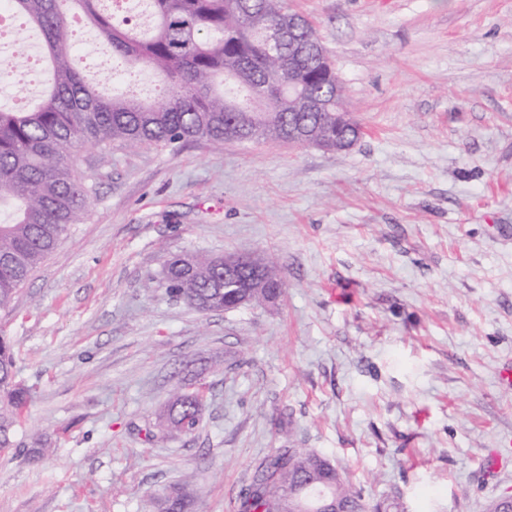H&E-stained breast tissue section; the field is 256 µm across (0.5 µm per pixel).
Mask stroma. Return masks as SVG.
Returning <instances> with one entry per match:
<instances>
[{
  "label": "stroma",
  "instance_id": "stroma-1",
  "mask_svg": "<svg viewBox=\"0 0 512 512\" xmlns=\"http://www.w3.org/2000/svg\"><path fill=\"white\" fill-rule=\"evenodd\" d=\"M364 128L279 141L82 145L92 190L0 330L31 401L0 512H237L280 448L402 512L512 493V0H291ZM272 258L274 304L200 313L156 285L172 253ZM204 394L190 433L161 426ZM193 500L180 489L161 494L157 499L158 512H193Z\"/></svg>",
  "mask_w": 512,
  "mask_h": 512
}]
</instances>
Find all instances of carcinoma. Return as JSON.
<instances>
[{"label":"carcinoma","instance_id":"1","mask_svg":"<svg viewBox=\"0 0 512 512\" xmlns=\"http://www.w3.org/2000/svg\"><path fill=\"white\" fill-rule=\"evenodd\" d=\"M102 0H8L13 17L40 34L39 59L53 72L51 85L32 109L0 107V204L11 207L0 219V310L81 221L88 199L84 176L71 162L74 149L119 143L176 147L204 139L222 145L232 126L248 125L252 142L279 140L288 121L302 124L328 146L355 139L360 125L336 123V107L345 104V86L335 69L314 68L303 78L301 98L324 100L322 112H306L288 102V42L268 49L263 31L288 22L287 0H146L154 17L143 33L127 6L111 12ZM82 20L112 54L132 67L163 74L161 98L144 100L130 90L101 93L74 66L76 21ZM234 75L249 86L264 107L251 112L228 98L216 79ZM259 287L248 306L281 298L284 284L274 264L262 261ZM254 279L250 267L224 272L212 257L170 254L163 261L161 286L199 312L224 308L241 299L239 284ZM16 357L9 339L0 336V448L14 444L21 410L31 400L16 382ZM201 415V396L180 393L168 405L169 426L189 433ZM312 451L279 448L253 468L238 495L239 512H284L288 493L303 480L309 508L323 501L342 512H396V500L370 504L336 467ZM157 512H193V500L179 489L161 494Z\"/></svg>","mask_w":512,"mask_h":512}]
</instances>
